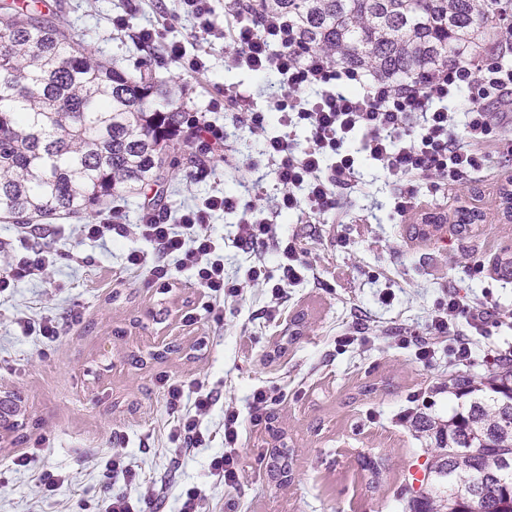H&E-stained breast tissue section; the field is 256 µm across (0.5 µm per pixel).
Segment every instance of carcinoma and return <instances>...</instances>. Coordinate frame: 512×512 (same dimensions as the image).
Masks as SVG:
<instances>
[{
  "mask_svg": "<svg viewBox=\"0 0 512 512\" xmlns=\"http://www.w3.org/2000/svg\"><path fill=\"white\" fill-rule=\"evenodd\" d=\"M288 16L306 51L402 80L512 26V0H249ZM181 91L145 66L106 67L67 23L0 0V213L49 224L149 187L164 193L182 129ZM448 420L419 413L430 459L409 512H512V358L448 379Z\"/></svg>",
  "mask_w": 512,
  "mask_h": 512,
  "instance_id": "1",
  "label": "carcinoma"
}]
</instances>
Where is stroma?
Listing matches in <instances>:
<instances>
[{
  "mask_svg": "<svg viewBox=\"0 0 512 512\" xmlns=\"http://www.w3.org/2000/svg\"><path fill=\"white\" fill-rule=\"evenodd\" d=\"M70 30L94 57L119 59L134 69L141 52L128 32L112 26L118 0H49ZM171 0H142L132 26L165 24L170 40L203 43L190 21L172 13ZM204 78L180 76L158 61L157 76L179 80L189 112L203 113L228 127L231 113L213 108L216 88L240 93L252 108L270 111L280 87L231 65L223 42L205 43ZM189 147H182L164 207L187 205L204 192L189 180ZM261 143L248 130H237L223 155L213 156L215 184L242 191L257 178ZM492 177L461 190L417 184L420 207L396 215L393 187L373 167L363 169V183L345 197L339 215L317 225L288 218L277 226L281 239H296L309 277L285 289L281 314L268 320L271 295L260 287L245 289L226 303L223 325L201 317L187 323V311L206 297L188 272H178L172 288L143 285V277L125 266L129 240L100 247L85 240L78 221L45 225L37 247L63 253L61 263L42 279L23 283L0 299V393L20 402L18 424L0 441V512H102L101 462L123 453L137 478L124 485L132 498L162 490L163 512H175L187 485L205 494V512H405L404 488L411 467H423L427 443L402 416L413 395L426 397L427 412L447 419L455 402L448 392L453 373L447 346L421 362L414 346L400 339L423 331L448 292L465 299L486 298L499 321L487 335L473 339L465 367L486 377L494 353L512 350V277H502L493 260L512 253V215L502 205L504 177L512 157L492 162ZM479 215L468 233L452 227L457 210ZM441 222L423 238L413 225ZM484 265L470 277L467 266ZM66 320L64 335L41 356V340L22 334L17 314ZM180 381L198 379L216 404L205 424L218 428L225 406L248 413L250 395L268 385L288 393L265 423L250 428L242 440L243 477L232 492L215 484L210 461L221 441L184 454L163 447L160 375ZM40 448V462L69 475L54 496H40L36 475L13 468L12 458ZM279 452L282 469L270 468ZM375 470H368L366 459Z\"/></svg>",
  "mask_w": 512,
  "mask_h": 512,
  "instance_id": "obj_1",
  "label": "stroma"
}]
</instances>
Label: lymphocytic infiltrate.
Listing matches in <instances>:
<instances>
[{"instance_id":"f902f5d3","label":"lymphocytic infiltrate","mask_w":512,"mask_h":512,"mask_svg":"<svg viewBox=\"0 0 512 512\" xmlns=\"http://www.w3.org/2000/svg\"><path fill=\"white\" fill-rule=\"evenodd\" d=\"M173 7L195 30L231 47L234 66L274 74L287 89V96L275 104L273 121L239 98L219 92L212 99L214 107L237 113L239 123L259 136L261 155L280 191L269 201L259 192L244 201L214 189L183 207L175 224L170 223L167 211L151 204L145 205L138 223L128 224L122 222L121 208L115 205L107 218L83 225L82 233L103 245L133 236L149 243L151 252H128L129 269L142 273L147 286L160 289L169 287L175 270L190 271L207 297L200 312L214 323L223 322L226 299L252 286L270 289L266 313L272 318L279 314L284 288L300 283L309 273L296 241L277 240L279 219L291 214L309 224L335 212L341 195L359 185L362 159L371 160L395 185L392 208L404 215L419 206L413 180L432 178L440 186L464 187L476 176L489 175L493 158L512 154V144L498 133L486 109L495 101L512 112V65L494 54L466 50L446 67L396 82L338 65L324 51H301L292 24L282 16L264 15L257 26L235 19L221 24L213 0H173ZM137 42L159 48L164 61L189 75L198 77L208 69L206 50L167 40L158 27L139 30ZM461 92L467 95V106L459 117L446 103ZM187 124L193 130L192 147L205 158L190 177L202 183L212 177L208 157L223 150L227 135L222 127L196 115ZM299 128L308 132L301 146L287 137ZM356 140L361 143L357 150L351 147ZM221 212L240 215L233 247L255 251L276 240L280 254L276 270L257 260L241 276L225 277V244L212 232V223ZM29 230V225H20L16 243L0 250L5 256L0 266V297L9 296L22 281L42 277L60 260L58 253L29 247ZM491 314L487 302L449 293L436 307L425 335L417 337L416 358H432L436 346L447 341L454 361L467 362L472 344L467 338L452 336L451 326L464 320L479 336ZM163 396L169 416L165 438L170 447L184 451L204 446L208 437L201 421L215 404L212 392L167 380ZM285 398V393L261 386L251 394L249 418H241L235 409L225 410L224 452L210 463L216 483L225 490H233L240 480L238 448L243 436Z\"/></svg>"}]
</instances>
